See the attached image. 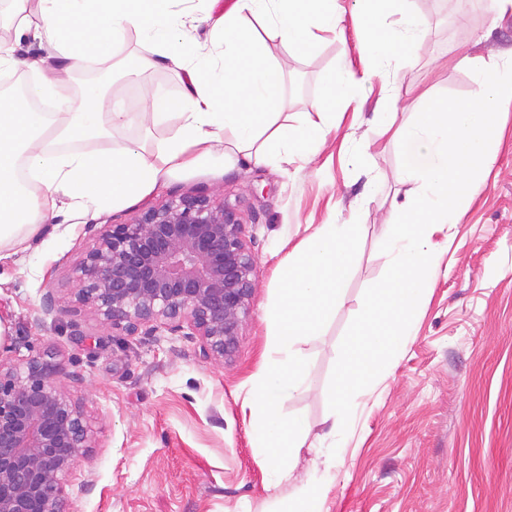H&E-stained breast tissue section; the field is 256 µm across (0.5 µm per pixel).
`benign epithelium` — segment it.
<instances>
[{"label": "benign epithelium", "instance_id": "obj_1", "mask_svg": "<svg viewBox=\"0 0 512 512\" xmlns=\"http://www.w3.org/2000/svg\"><path fill=\"white\" fill-rule=\"evenodd\" d=\"M257 262L239 212L207 195L106 224L75 269L67 303L104 328L148 335L157 325L197 339L199 357L235 356ZM78 375L56 377L53 353L0 360V512H66L67 477L95 447V427L73 395Z\"/></svg>", "mask_w": 512, "mask_h": 512}]
</instances>
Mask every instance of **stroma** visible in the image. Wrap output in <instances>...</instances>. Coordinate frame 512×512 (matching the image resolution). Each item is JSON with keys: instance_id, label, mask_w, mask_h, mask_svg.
Instances as JSON below:
<instances>
[{"instance_id": "1", "label": "stroma", "mask_w": 512, "mask_h": 512, "mask_svg": "<svg viewBox=\"0 0 512 512\" xmlns=\"http://www.w3.org/2000/svg\"><path fill=\"white\" fill-rule=\"evenodd\" d=\"M234 0H177L195 18L194 40L221 52L205 12L220 16ZM344 36L317 41L289 57L285 110L296 121L316 119L326 104L323 84L337 57L355 75L368 67L357 35L353 0H339ZM427 35L389 80L343 109L320 153L283 164H211L177 174L141 203L104 209L96 225L125 224L180 195L205 194L241 214L257 260L251 317L230 363L197 354L191 337L158 327L129 336L99 327L89 313L62 309L41 320L47 289L64 296L75 266L92 247L87 226L60 216L52 234L0 262V357L15 361L44 350L56 374H78V390L97 428V446L69 477L91 489L69 501L70 512H236L266 498L264 472L249 429V379L262 363L266 311L276 295L275 270L317 225L353 219L360 246L344 284V303L307 346L312 391L286 403L311 433L329 413L328 386L341 340L361 310L365 290L387 262L379 248L394 200L411 194L400 183L398 144L377 135L372 121L382 95L400 98L396 124L412 117L421 94L475 97L473 70L512 62V13L473 17L468 0H411ZM186 74L159 62L128 80L113 73L106 94L127 112L150 110L177 95ZM504 137L480 194L455 223L432 228L429 248L437 278L414 316L412 335L387 371L357 398L358 408L336 462L326 512H512V102L503 105ZM377 140L366 161L352 142Z\"/></svg>"}]
</instances>
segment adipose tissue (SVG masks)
<instances>
[{
  "mask_svg": "<svg viewBox=\"0 0 512 512\" xmlns=\"http://www.w3.org/2000/svg\"><path fill=\"white\" fill-rule=\"evenodd\" d=\"M16 40L48 49L69 65L121 69L133 79L164 59L188 68L190 78L163 111L143 112L142 124H167V135L115 145L114 131L135 117L112 109L104 91L87 86L71 106L62 76L48 77L44 60L30 62L34 76L22 94L0 95V260L25 250L46 233L66 201L84 218L104 204L134 205L175 174L205 162L243 158L260 165L288 161L298 150L317 153L332 112L293 124L284 110L280 63L266 44L307 49L318 33L341 34L338 0H234L216 37L224 52L200 51L184 36L170 0H13ZM359 36L370 73L388 77L424 39L426 22L409 0H354ZM140 32L148 54L117 66L127 31ZM51 100L53 112L33 102Z\"/></svg>",
  "mask_w": 512,
  "mask_h": 512,
  "instance_id": "obj_1",
  "label": "adipose tissue"
}]
</instances>
